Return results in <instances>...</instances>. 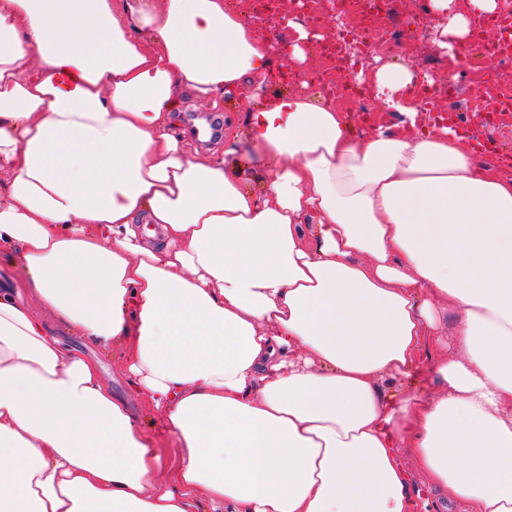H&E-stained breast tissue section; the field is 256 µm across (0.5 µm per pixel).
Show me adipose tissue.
<instances>
[{
    "label": "adipose tissue",
    "mask_w": 512,
    "mask_h": 512,
    "mask_svg": "<svg viewBox=\"0 0 512 512\" xmlns=\"http://www.w3.org/2000/svg\"><path fill=\"white\" fill-rule=\"evenodd\" d=\"M236 0H0V512H415L397 453L462 512H512V179L457 131L355 135ZM249 85L236 150L186 156L183 90ZM416 122L419 83L378 70ZM153 224L161 244L142 238ZM179 443L167 468L97 361ZM439 353L441 394L385 375ZM25 271L9 256L0 255V289L16 288L25 279ZM44 318L51 330L72 351L80 356L96 358L102 363L105 376L112 380L113 391L128 399L131 403L134 412L141 420L152 447L165 460L172 462L176 456L178 442L165 429L161 419L150 408L146 397L139 393L134 383L121 372L120 348H113L112 350V346L105 348L83 336H78L59 325L48 312L44 313Z\"/></svg>",
    "instance_id": "1"
}]
</instances>
